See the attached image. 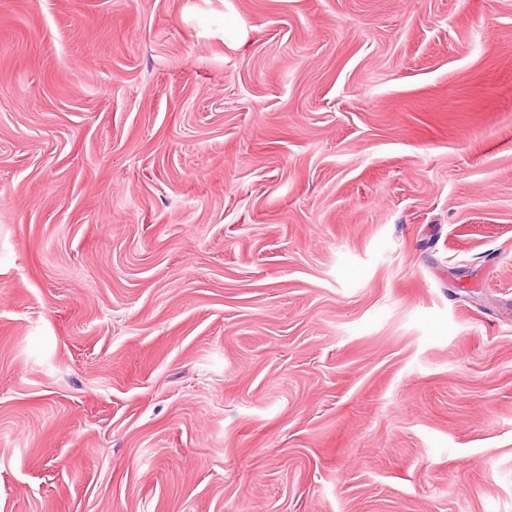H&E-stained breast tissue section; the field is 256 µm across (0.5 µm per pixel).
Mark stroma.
Wrapping results in <instances>:
<instances>
[{
	"mask_svg": "<svg viewBox=\"0 0 512 512\" xmlns=\"http://www.w3.org/2000/svg\"><path fill=\"white\" fill-rule=\"evenodd\" d=\"M0 512H512V0H0Z\"/></svg>",
	"mask_w": 512,
	"mask_h": 512,
	"instance_id": "1",
	"label": "stroma"
}]
</instances>
